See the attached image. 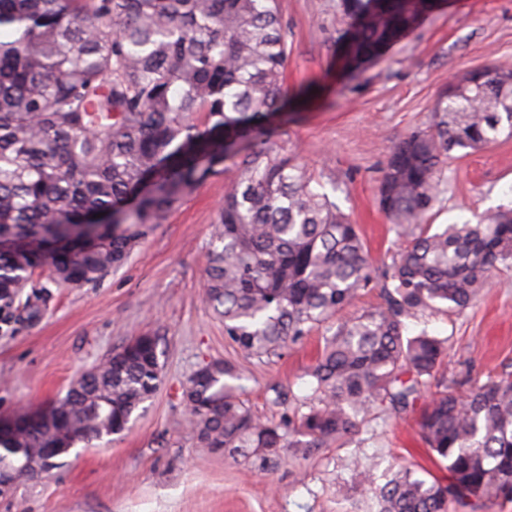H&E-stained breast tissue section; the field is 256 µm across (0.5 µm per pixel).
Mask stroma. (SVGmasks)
Segmentation results:
<instances>
[{
  "label": "stroma",
  "instance_id": "obj_1",
  "mask_svg": "<svg viewBox=\"0 0 512 512\" xmlns=\"http://www.w3.org/2000/svg\"><path fill=\"white\" fill-rule=\"evenodd\" d=\"M339 4L278 0L288 30L290 102L267 128L281 153L298 156L331 190L382 271L404 243L378 204L391 150L431 124L449 77L512 63V0H439L355 71L344 69L339 55L347 29ZM233 177L230 170L210 175L186 193L98 285L75 288L38 276L40 317L0 333V419L65 396L81 374L137 336L157 337L161 383L129 431L74 449L39 481L18 482L0 498V512H354L368 495L355 478L357 462L375 463L378 476L403 465L426 480H447L419 433L427 390L406 415L367 420L343 446L305 460L284 452L268 475L223 449L199 447L184 398L195 370L213 360L237 365L240 400L276 421L282 410L272 403L275 391L310 395L307 372L325 334L315 328L267 362L245 357L225 339L223 321L202 295L213 225ZM501 209H512V137L453 152L426 221L473 223ZM407 327L412 335L448 337V382L467 389L512 374V269L493 270L473 306Z\"/></svg>",
  "mask_w": 512,
  "mask_h": 512
}]
</instances>
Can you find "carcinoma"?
Returning <instances> with one entry per match:
<instances>
[{
	"mask_svg": "<svg viewBox=\"0 0 512 512\" xmlns=\"http://www.w3.org/2000/svg\"><path fill=\"white\" fill-rule=\"evenodd\" d=\"M433 0H341L342 49L355 68L410 29ZM0 329L40 310L23 298L45 268L58 285H95L121 267L180 198L229 158L236 176L218 211L204 301L224 336L259 361L316 325L331 335L308 371L312 393L277 423L253 415L227 361L200 366L185 400L202 448L267 473L356 431L371 414L422 411V439L448 470L409 468L369 481L375 512H449L512 499V374L460 394L441 372L449 338L406 334V320L467 308L499 265L512 266V209L475 224L424 223L448 155L512 136V83L462 77L434 121L394 146L379 205L408 243L381 276L356 225L262 125L287 98L288 31L276 0H0ZM248 141L245 152L239 142ZM382 279L384 304L338 317ZM158 343L137 336L82 374L47 420L20 408L0 430L16 478L50 433L70 448L129 427L160 383Z\"/></svg>",
	"mask_w": 512,
	"mask_h": 512,
	"instance_id": "cac0c4a2",
	"label": "carcinoma"
}]
</instances>
